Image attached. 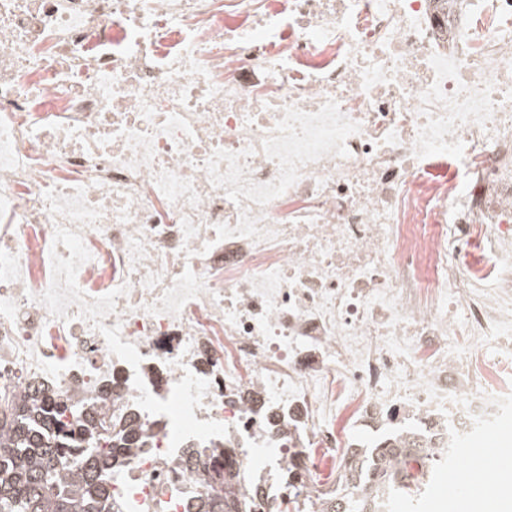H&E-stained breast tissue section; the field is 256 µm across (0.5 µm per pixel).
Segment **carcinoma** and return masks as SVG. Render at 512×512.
I'll list each match as a JSON object with an SVG mask.
<instances>
[{
	"label": "carcinoma",
	"instance_id": "cac0c4a2",
	"mask_svg": "<svg viewBox=\"0 0 512 512\" xmlns=\"http://www.w3.org/2000/svg\"><path fill=\"white\" fill-rule=\"evenodd\" d=\"M72 419H66V414ZM134 428L115 431L112 414L81 415L71 405L29 395L0 400V512H107L112 501L108 474L117 469L123 448H141ZM426 448L417 433L389 437L350 451L340 476L342 493L321 512H374L378 499H417L434 470L423 461ZM234 483L230 469L208 471V491L193 512H253L259 486L246 495L224 491Z\"/></svg>",
	"mask_w": 512,
	"mask_h": 512
}]
</instances>
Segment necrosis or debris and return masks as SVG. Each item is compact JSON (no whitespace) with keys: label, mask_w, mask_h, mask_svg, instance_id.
Segmentation results:
<instances>
[{"label":"necrosis or debris","mask_w":512,"mask_h":512,"mask_svg":"<svg viewBox=\"0 0 512 512\" xmlns=\"http://www.w3.org/2000/svg\"><path fill=\"white\" fill-rule=\"evenodd\" d=\"M498 350L451 346L455 332ZM134 415L319 512L339 449L512 414V0H0V393Z\"/></svg>","instance_id":"necrosis-or-debris-1"}]
</instances>
